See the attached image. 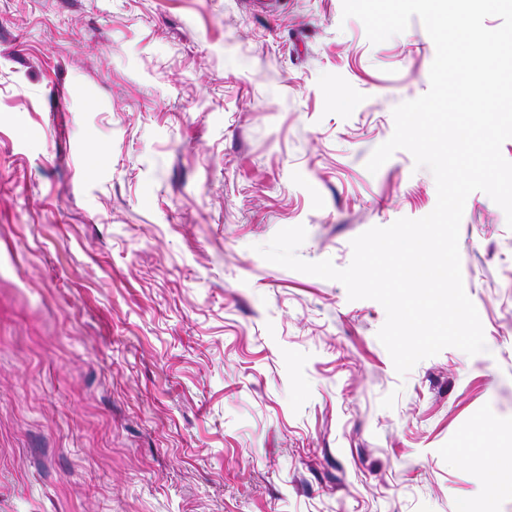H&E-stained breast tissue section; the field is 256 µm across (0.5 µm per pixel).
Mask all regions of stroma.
Here are the masks:
<instances>
[{
  "mask_svg": "<svg viewBox=\"0 0 512 512\" xmlns=\"http://www.w3.org/2000/svg\"><path fill=\"white\" fill-rule=\"evenodd\" d=\"M435 54L342 0H0V512H512L504 211L460 224L485 352L403 376L380 303L256 251L434 209L366 163Z\"/></svg>",
  "mask_w": 512,
  "mask_h": 512,
  "instance_id": "obj_1",
  "label": "stroma"
}]
</instances>
